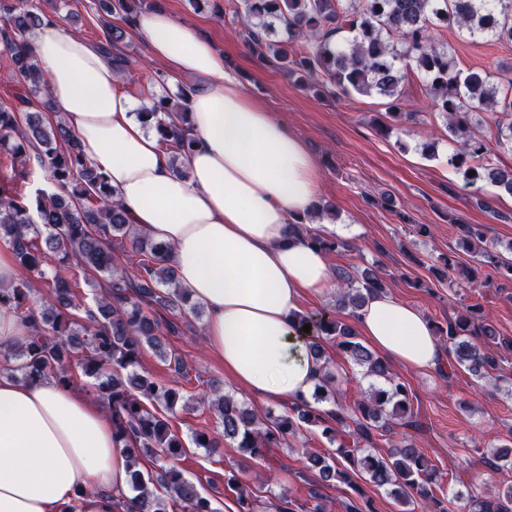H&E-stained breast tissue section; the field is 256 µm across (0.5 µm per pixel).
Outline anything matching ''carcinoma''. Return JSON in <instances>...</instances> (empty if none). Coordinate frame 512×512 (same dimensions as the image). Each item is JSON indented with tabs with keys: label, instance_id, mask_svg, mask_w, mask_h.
I'll return each mask as SVG.
<instances>
[{
	"label": "carcinoma",
	"instance_id": "cac0c4a2",
	"mask_svg": "<svg viewBox=\"0 0 512 512\" xmlns=\"http://www.w3.org/2000/svg\"><path fill=\"white\" fill-rule=\"evenodd\" d=\"M148 0H100L109 16L133 19L147 7ZM224 7L241 18L243 37L260 60L273 59L293 82L303 88L338 86L363 96L386 100L389 118L395 123L413 120L417 113L403 111L405 83L418 70L426 78L425 93L439 112L448 131V166L467 186L491 183L512 194V169L489 167L483 162L487 141L473 133L475 117L491 114L496 143L512 148V80L502 86L489 73L457 67L433 31L458 27L473 37L512 42V0H225ZM5 25L0 39L13 63L8 77L34 86L44 82L30 39L43 22L54 19L33 0H0ZM340 43L333 38L342 33ZM105 41L100 44L120 76H125L127 59L113 48L124 40L123 28L105 22ZM192 90L179 89L175 96L151 97L144 113L156 116V128L165 146L184 153L194 141L188 135V102ZM29 93L18 92L15 102H0V153L10 158V180L0 181V240L9 244L19 268V278L7 287L0 285V308L16 312L28 329L21 345L2 352L4 360L17 357L23 379L37 381L53 375L65 385L77 386L94 379V391L112 415L113 434L126 442L134 495L115 503V512H170L179 506L188 512H217L212 501L188 481L177 463L185 453L182 437L168 418L150 410L160 404L173 411L183 400L180 379L187 377L182 357L163 347V333L175 331L172 322L161 320L151 303L171 309L189 303L177 287L176 270L166 259L168 249L142 236L129 223L121 205L112 198L106 176L83 156L66 122L49 121L39 112L28 111ZM38 151L47 167L55 191L43 189L19 194L12 185L27 182L29 149ZM458 232V244L470 253L475 266L467 270V282L481 295L499 277L512 280V261L497 260L487 250L484 225L450 219ZM121 248L141 259L135 272L119 267L115 238ZM494 273L483 274L482 265ZM78 267L85 279L97 282L100 291L87 302L78 293L70 275ZM43 282L41 307L30 302L29 280ZM393 276L366 268L352 276L336 271V306L356 315L370 298L385 294ZM168 288L165 297L155 288ZM298 327L311 324L308 336L316 339L310 349L321 366L320 383L311 399H301L288 413L261 416L238 402L220 387L211 385L214 398L196 397L216 415L219 431L200 430L193 444L211 453L229 440L252 460L265 457L268 448L296 436L306 426L322 427L321 434L336 445L325 456L305 453L307 469L325 482L354 486V477L365 475L379 488L389 489L404 506L401 512H448L432 489L435 468L422 449L403 439L388 444L385 454H374L360 442L373 444V433L390 434L392 427H415L413 404L404 382L390 371L387 362L356 340L348 324L325 316L297 314ZM435 335L448 342L456 362L469 373L484 379L498 370L499 360L491 346L512 350V341L485 313L481 304L468 306L463 314L434 326ZM328 336L336 347L362 368L373 383L356 402L354 416L346 415L339 400L336 374L323 360L319 338ZM152 348L173 365V380L157 383L135 370L141 351ZM328 403L329 410L315 405ZM165 460L161 472L152 477L140 469L145 457ZM493 469L512 470V446L497 448L481 457ZM158 484L160 496L150 489ZM224 483L236 492L237 512H255L252 495L241 486L233 470ZM468 512H512V484L499 486L494 495L468 498Z\"/></svg>",
	"mask_w": 512,
	"mask_h": 512
}]
</instances>
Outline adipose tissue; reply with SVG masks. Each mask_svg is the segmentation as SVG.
<instances>
[{"instance_id":"adipose-tissue-1","label":"adipose tissue","mask_w":512,"mask_h":512,"mask_svg":"<svg viewBox=\"0 0 512 512\" xmlns=\"http://www.w3.org/2000/svg\"><path fill=\"white\" fill-rule=\"evenodd\" d=\"M134 27L153 62L197 84L186 176L172 173V149L133 117L111 59L50 21L32 48L53 114L104 172L130 223L170 246L178 285L205 307V341L233 382L266 402L297 401L319 364L293 315L306 294L333 285L326 254L300 226L317 193L315 163L193 26L155 10ZM355 325L394 363H443L426 317L395 297L370 300ZM129 485L127 450L101 404L50 376L25 382L0 372V512H113Z\"/></svg>"}]
</instances>
